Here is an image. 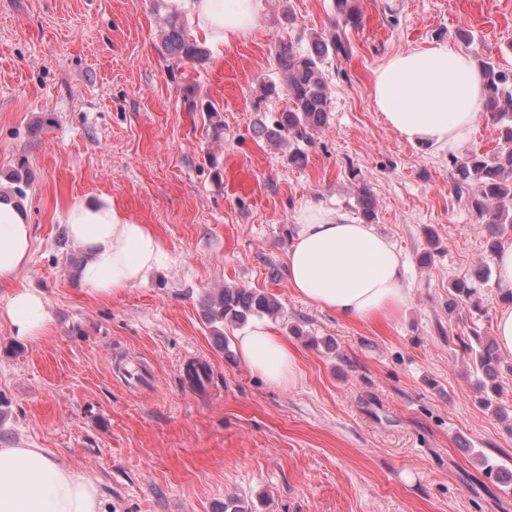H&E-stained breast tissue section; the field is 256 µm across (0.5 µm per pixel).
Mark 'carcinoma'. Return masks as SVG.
Here are the masks:
<instances>
[{
  "instance_id": "1",
  "label": "carcinoma",
  "mask_w": 512,
  "mask_h": 512,
  "mask_svg": "<svg viewBox=\"0 0 512 512\" xmlns=\"http://www.w3.org/2000/svg\"><path fill=\"white\" fill-rule=\"evenodd\" d=\"M342 23L327 35L313 34L306 49L296 48L283 42L276 50L275 60L284 77V86L292 102L279 113L272 127H263L259 133L267 139L295 145L288 154L291 164H303L308 158V148L315 145V135L328 125V86L323 72V62L330 56H345L349 53L347 27H356L361 20L357 0H336ZM161 30L159 52L181 62H201L207 56L206 48L189 40L186 22L175 15L165 14ZM488 95V112L492 120L500 125L499 147L492 153L471 152L456 160L457 177L452 190L457 202L467 206L474 214L476 223L492 238L490 253L500 248L498 238L505 226L512 227V71H505L493 61H480ZM188 111L206 113V131L212 139L224 137V120L220 109L210 101H198V89L192 84L182 88ZM359 213L370 223L376 215L377 203L371 190L364 184L357 185ZM476 289L466 281L451 284L448 291V314H454ZM283 305L278 298L255 288L226 286L207 295L203 303V318L212 328L216 341L227 344L224 328L245 324L250 318L279 316ZM476 344L458 336L456 340L464 352L474 354L476 371L486 378L480 384L490 391L484 403L500 394L496 382L495 364L500 354L494 340L480 337V331L471 329Z\"/></svg>"
}]
</instances>
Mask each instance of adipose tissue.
Instances as JSON below:
<instances>
[{
	"label": "adipose tissue",
	"instance_id": "adipose-tissue-1",
	"mask_svg": "<svg viewBox=\"0 0 512 512\" xmlns=\"http://www.w3.org/2000/svg\"><path fill=\"white\" fill-rule=\"evenodd\" d=\"M168 12L194 26L216 49L253 34L265 0H165ZM371 98L386 125L411 144L455 150L486 110L485 82L471 55L445 42L390 56L373 72ZM64 222L87 259L80 281L92 296H117L158 266L163 245L148 225L101 194L73 204ZM32 226L20 202L0 194V284L14 281L29 261ZM405 260L371 225L305 207L286 256L289 288L307 302L352 321L369 323L400 312L410 295ZM14 336L35 339L50 323L45 297L12 292L0 312ZM240 359L272 385L287 388L299 373L286 338L265 321L236 337ZM0 512H104L94 480L58 462L45 448L0 447Z\"/></svg>",
	"mask_w": 512,
	"mask_h": 512
}]
</instances>
